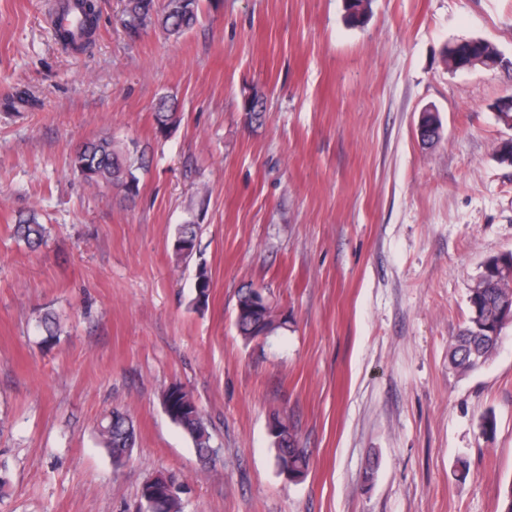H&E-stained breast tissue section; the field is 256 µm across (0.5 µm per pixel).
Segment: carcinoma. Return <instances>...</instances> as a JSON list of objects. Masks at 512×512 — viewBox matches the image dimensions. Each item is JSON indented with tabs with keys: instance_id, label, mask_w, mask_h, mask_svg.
<instances>
[{
	"instance_id": "carcinoma-1",
	"label": "carcinoma",
	"mask_w": 512,
	"mask_h": 512,
	"mask_svg": "<svg viewBox=\"0 0 512 512\" xmlns=\"http://www.w3.org/2000/svg\"><path fill=\"white\" fill-rule=\"evenodd\" d=\"M346 21L358 26L367 17L361 0H346ZM75 10L80 14L76 29L57 26L56 37L61 45L71 51H85L94 42L97 30L98 11L95 0H75ZM154 11L158 15V29L175 40L193 29L199 22L200 0H164L157 8L155 0H126L121 21L139 14ZM492 52L488 41L476 38L472 45L457 56V62L464 66L473 58L483 59ZM156 128L168 132L180 122V116L167 101L160 100L154 113ZM71 167L84 181L94 187H116L125 196L133 199L139 192L138 170L142 168L139 156L122 146L110 136L91 140L78 148L72 158ZM200 225L181 224L176 230L174 254L176 260L186 263L193 257ZM15 236L28 248L35 250L44 241L46 228L38 221L36 213L19 217L14 225ZM512 286V252L488 258L479 279L469 291V314L458 336L449 347V360L455 369L466 374L487 365L494 357L502 332L506 327L500 310L502 295ZM210 295V278L205 266H200L195 281V296L192 305L205 307ZM238 311L235 325L241 336L251 340L260 335H269L274 330L271 313L255 300V291L248 289L238 296ZM38 331L46 334L44 342L57 339L59 325L50 313L37 321ZM162 404L169 419L181 427L192 439L199 457L211 459L217 449L210 445L207 426L192 394L178 383L169 385L162 393ZM98 435L107 448L112 463L125 464L135 445L136 433L133 421L123 407H114L98 423ZM280 442L276 447V465L280 473L293 477L306 474L309 455L298 446L296 436L286 426L279 433ZM182 487L172 489L159 475L147 481L141 488L140 505L145 512H182Z\"/></svg>"
}]
</instances>
